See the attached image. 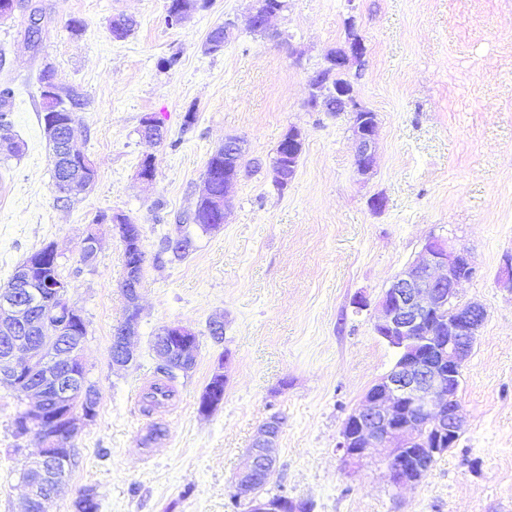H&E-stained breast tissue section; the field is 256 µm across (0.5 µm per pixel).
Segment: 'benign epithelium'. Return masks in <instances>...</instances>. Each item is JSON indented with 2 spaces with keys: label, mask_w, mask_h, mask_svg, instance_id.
<instances>
[{
  "label": "benign epithelium",
  "mask_w": 512,
  "mask_h": 512,
  "mask_svg": "<svg viewBox=\"0 0 512 512\" xmlns=\"http://www.w3.org/2000/svg\"><path fill=\"white\" fill-rule=\"evenodd\" d=\"M26 9L32 29L41 28L43 15L32 3L21 0H0V15L7 17L18 8ZM285 3L269 7V0H256L251 14V28H269L270 19L282 11ZM348 50L327 61L309 80L308 104L316 106L317 90L337 72L362 66L366 55L363 38L355 28V19L348 21ZM327 112H347L351 116L352 134L356 143L354 164L357 171L373 170L376 156L377 114L362 106L353 96L352 84L336 86V96L324 100ZM49 132L64 134L67 165L87 179L71 183L59 191V200L67 201L76 187L87 189L94 182L93 161L72 146V133H63L56 123ZM288 155L285 161L271 166L273 180L282 188L295 176L303 149L300 134L290 131L286 137ZM240 143L224 142V195L235 187L239 174ZM99 231L91 230L82 240L85 262L97 255ZM145 253L139 261L124 268L121 282L126 299L123 321L112 336V367L125 368L136 362L130 345L139 322V284L144 269ZM474 273L470 253L450 241L431 237L418 257L392 282L379 305L381 317L374 330L396 352L392 369L367 392L364 401L346 418L336 448L342 460L356 464L376 448H387L385 465L392 485L401 486L420 480L426 469H414L417 458L439 455L456 443L464 429L458 396L462 371L469 358L485 310L476 303L457 300L458 285ZM33 270L13 288L0 291V385L18 388L29 396L39 397L52 392L56 410L48 413L37 402L20 411L14 418L15 435L33 436L41 444L40 458L31 462L23 474L28 487L24 512H45V503L65 481L73 456L71 442L77 431L75 399L82 400V418L92 420L97 395L83 378L81 352L84 345V318L67 300L68 287L57 284L51 294L34 287ZM50 304L64 323L54 330L49 321L38 316L39 308ZM197 336L182 325H167L156 336V354L186 371L194 363ZM224 374L216 371L210 390L214 397H205L204 411L215 410L221 403ZM283 419L273 415L261 427L259 437L249 448L235 482L236 499L247 500L249 512H302L304 502L290 498H268L257 492L258 484L271 477L276 462L277 440ZM49 458L53 467L43 460Z\"/></svg>",
  "instance_id": "benign-epithelium-1"
}]
</instances>
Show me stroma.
<instances>
[{"mask_svg": "<svg viewBox=\"0 0 512 512\" xmlns=\"http://www.w3.org/2000/svg\"><path fill=\"white\" fill-rule=\"evenodd\" d=\"M40 2V51L24 37L25 11L0 20V82L15 89L12 132L24 144L20 157L0 161V286L54 245L68 300L87 324L82 360L100 396L47 512H73L85 487L99 512H236L234 478L274 414L284 425L266 495L312 502L313 512H512V290L501 284L512 263V0H286L271 22L278 41L250 33L254 0H207L173 28L168 0ZM120 14L136 26L117 41L109 27ZM73 17L80 32L67 26ZM351 20L367 48L354 94L378 116L377 162L366 175L354 165L349 116L307 106L310 76L344 46ZM227 22L223 51L205 53L208 34ZM46 66L84 96L73 144L97 170L94 186L67 203L41 124ZM148 116L161 122L164 143L141 138ZM292 129L303 151L281 192L269 163ZM230 136L243 143L241 172L222 227L206 232L189 217L209 156ZM148 156L149 184L138 177ZM101 213L129 216L146 253L137 362L127 370L110 357L125 314L118 233L103 228L95 260L80 257ZM176 236L191 242L181 259L161 251ZM432 236L470 252L475 273L459 299L486 317L463 368L461 436L419 482L397 488L385 449L348 467L336 444L396 360L373 328L377 302ZM360 296L369 308L358 313ZM215 321L224 324L219 342ZM170 324L196 333V364L147 413L132 396L157 381L151 340ZM218 369L224 401L200 414ZM27 404L0 388V512H21L22 473L39 452L13 434ZM155 422L165 436L142 446Z\"/></svg>", "mask_w": 512, "mask_h": 512, "instance_id": "stroma-1", "label": "stroma"}]
</instances>
